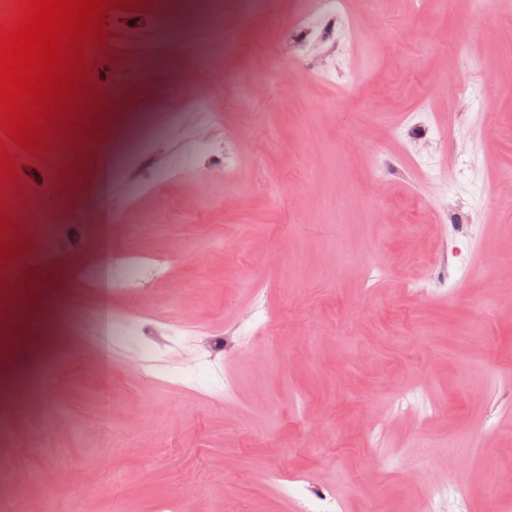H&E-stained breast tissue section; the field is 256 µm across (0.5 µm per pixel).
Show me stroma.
I'll return each instance as SVG.
<instances>
[{
    "label": "stroma",
    "instance_id": "obj_1",
    "mask_svg": "<svg viewBox=\"0 0 512 512\" xmlns=\"http://www.w3.org/2000/svg\"><path fill=\"white\" fill-rule=\"evenodd\" d=\"M183 2L179 44L154 0L108 12L90 78L116 109L70 177L58 151L16 153L11 214L58 235L33 240L0 341L42 270L64 279L39 407L0 417V506L426 512L434 479L467 512L512 508V0H268L219 37ZM170 110L185 120L153 140ZM135 136L151 151L100 196L103 155ZM104 205L113 255L152 262L113 291L138 334L107 352L82 277Z\"/></svg>",
    "mask_w": 512,
    "mask_h": 512
}]
</instances>
